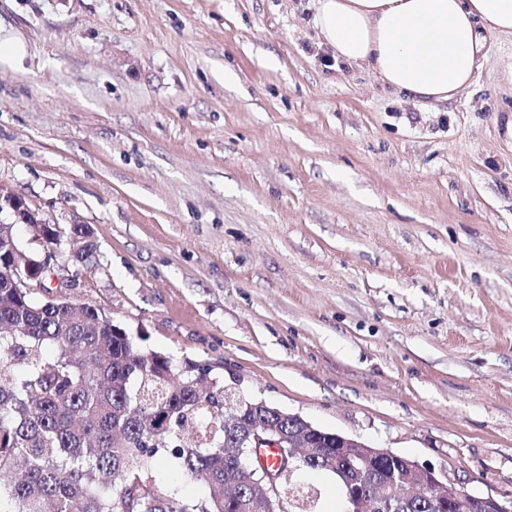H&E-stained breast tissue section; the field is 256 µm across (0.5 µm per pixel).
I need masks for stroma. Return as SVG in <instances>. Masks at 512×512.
Segmentation results:
<instances>
[{
  "mask_svg": "<svg viewBox=\"0 0 512 512\" xmlns=\"http://www.w3.org/2000/svg\"><path fill=\"white\" fill-rule=\"evenodd\" d=\"M316 0H0V185L68 295L248 397L512 495V36L421 105ZM9 209L16 223L21 224H49L41 228H31V243L37 244L43 252L46 248L57 244L58 240L65 238L73 241L74 237H84L90 240L89 246L95 249L94 242L90 239L93 232L87 224L72 222L71 224H50L41 218L39 212L32 209L24 198L13 191L0 186V209ZM54 258L53 253H49L41 263L43 269H47L51 274V280L55 284L54 288H60L56 291V295H50L48 293V299L46 301L47 304L53 305H71L66 293L62 291V288H72L74 286L75 277L77 273L69 274V267L66 264H58L53 261V264L50 265V260Z\"/></svg>",
  "mask_w": 512,
  "mask_h": 512,
  "instance_id": "obj_1",
  "label": "stroma"
}]
</instances>
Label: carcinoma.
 Returning a JSON list of instances; mask_svg holds the SVG:
<instances>
[{
    "label": "carcinoma",
    "mask_w": 512,
    "mask_h": 512,
    "mask_svg": "<svg viewBox=\"0 0 512 512\" xmlns=\"http://www.w3.org/2000/svg\"><path fill=\"white\" fill-rule=\"evenodd\" d=\"M41 250L58 240L91 238L87 224L30 230ZM13 225L0 224V512H251L257 488L245 473L247 424L224 412V383L200 362L143 349L114 332L99 306L46 307L6 287ZM171 415L168 428L153 421ZM306 470L336 464L333 444ZM165 456L207 495L188 500L159 485L151 470ZM289 512H308L305 496L282 472ZM391 512H442L411 499Z\"/></svg>",
    "instance_id": "obj_1"
}]
</instances>
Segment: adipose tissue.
<instances>
[{"label":"adipose tissue","mask_w":512,"mask_h":512,"mask_svg":"<svg viewBox=\"0 0 512 512\" xmlns=\"http://www.w3.org/2000/svg\"><path fill=\"white\" fill-rule=\"evenodd\" d=\"M315 26L338 60L430 104L472 84L488 34L512 36V0H318Z\"/></svg>","instance_id":"adipose-tissue-1"}]
</instances>
